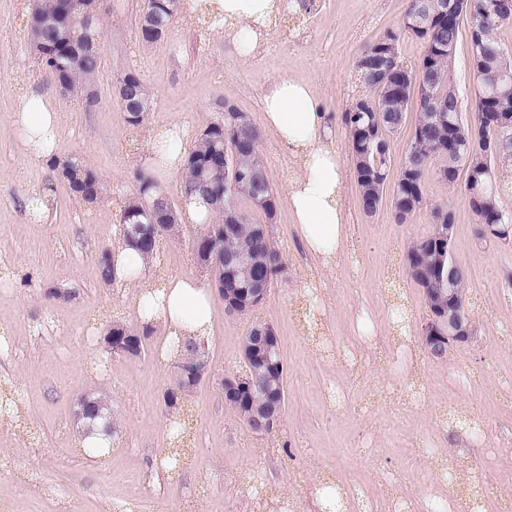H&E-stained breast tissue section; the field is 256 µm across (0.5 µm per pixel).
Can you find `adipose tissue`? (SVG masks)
I'll return each instance as SVG.
<instances>
[{"label":"adipose tissue","mask_w":512,"mask_h":512,"mask_svg":"<svg viewBox=\"0 0 512 512\" xmlns=\"http://www.w3.org/2000/svg\"><path fill=\"white\" fill-rule=\"evenodd\" d=\"M282 0H186L189 13L221 15L227 37L240 59H251L265 39L264 31L280 13ZM261 120L288 155L295 174L286 203L304 251L321 269L341 264L352 248V226L345 203L346 163L330 137L310 86L294 77H277L261 90ZM12 125L23 156L35 164L52 162L60 142V115L37 91H29L13 114ZM186 143L170 128L154 131L143 164L175 176L181 172ZM119 277L136 291L131 305L146 324L160 325L167 335L184 338L208 334L212 326V289L199 281L172 277L151 282L149 258L128 246L114 250Z\"/></svg>","instance_id":"adipose-tissue-1"}]
</instances>
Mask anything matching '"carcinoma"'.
Returning <instances> with one entry per match:
<instances>
[{"instance_id":"cac0c4a2","label":"carcinoma","mask_w":512,"mask_h":512,"mask_svg":"<svg viewBox=\"0 0 512 512\" xmlns=\"http://www.w3.org/2000/svg\"><path fill=\"white\" fill-rule=\"evenodd\" d=\"M474 13L469 19L470 37L481 42L483 52L471 57L476 82L472 116L467 119L464 101L454 81L455 51L460 22L448 23V15H419L421 0H407L403 17L419 19V28L400 23L384 31L370 44L356 62V79L368 94L359 96L347 108L343 122L348 129L355 161V177L364 213L374 215L388 198L399 224L409 221L425 204L423 176L433 161H438L437 174L450 186H456L459 171L466 169L463 188L476 216V237L485 239L484 225L511 224L512 217L500 205L507 191L505 177L512 174V126L493 121L495 112L512 113V49L498 40L501 26L512 22V0H474ZM153 23L168 31L180 10L179 0H162L156 6ZM100 0H33L24 29L30 51L45 68L51 80L57 71L68 72V93L94 98L92 83L101 63L99 24ZM423 40L425 53L417 68L404 65L399 45L403 36ZM419 99L404 165L393 189L378 192L375 177L387 179L391 159V139L396 128L379 121L383 108L409 112L411 92ZM138 106H122L128 122L141 126L151 110L152 95L143 80L134 90ZM261 135L246 113L233 109L224 120L211 125L194 142L185 160L182 177L184 203L198 201L216 210V218L204 225L192 246L209 245L224 258V289L242 291L245 277L262 279L272 285L285 272L281 252L272 240L271 223L276 210V194L267 175L266 160L259 149ZM496 141L502 149L487 156L476 147ZM68 168L60 178L78 198L94 204L104 198L106 187L96 170L76 158L66 159ZM133 177L138 193L130 198L120 219V236L138 235L135 213L150 200L149 193L161 187L153 173L138 168ZM432 231L425 239L412 244L405 262L410 277L423 289L425 300L430 290L448 296V288L459 297L465 296L468 270L448 260V244L442 237L451 213L445 206L432 211ZM179 231L177 215L159 225L139 247L154 257L160 244ZM201 342L176 337L170 351L178 361L207 373V365L198 363L196 348ZM265 395L258 387L245 390L241 402H225L237 416L243 408L262 404Z\"/></svg>"}]
</instances>
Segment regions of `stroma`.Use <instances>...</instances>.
I'll return each instance as SVG.
<instances>
[{
	"instance_id": "35a3bbf8",
	"label": "stroma",
	"mask_w": 512,
	"mask_h": 512,
	"mask_svg": "<svg viewBox=\"0 0 512 512\" xmlns=\"http://www.w3.org/2000/svg\"><path fill=\"white\" fill-rule=\"evenodd\" d=\"M32 0H0V512H271L290 502L308 512L315 487L342 480L373 490L386 508L429 496L440 481L439 459L454 454L460 467L482 481L472 497L498 512L512 497V242L482 244L461 187L428 170L426 205L407 223L389 206L366 216L354 173H347L346 203L353 226L352 262L313 277L286 205L291 173L270 131L260 150L278 200L274 240L287 270L255 315H232L223 299L212 310L205 343L211 372L195 387L180 414L183 435L169 437L162 395L174 380L175 358L161 354L168 337L150 329L137 358L110 355L101 338L120 321L139 326L126 303L131 287L103 284L102 249L117 241L115 226L125 200L137 191L132 178L152 128L170 124L198 137L221 120L225 105L261 125L259 92L273 78L311 84L337 142L349 148L342 115L363 92L355 66L363 50L400 20L406 0H312L300 18L284 14L271 26L259 53L238 60L221 29L199 39L198 25L182 14L157 44H137L143 0H104L99 44L101 68L95 100L60 93L30 52L23 24ZM137 70L153 106L133 127L115 92L118 72ZM36 86L60 114V155L94 167L107 199L84 203L47 167L25 163L12 115L24 92ZM44 198L42 223L27 205ZM453 214L455 260L469 271L470 342L434 360L421 332L429 319L422 288L407 273L405 254L432 230L431 209ZM197 228L183 224L154 259L155 283L176 275L213 286L195 261ZM404 310L414 357L398 353L391 337L379 339L362 367L349 371L335 352L351 345L350 323L361 307L376 318L391 306ZM275 330L287 371V407L279 427L254 434L224 404L220 383L239 373L242 341L251 319ZM341 393L332 405L329 389ZM89 393L112 399L119 431L110 451L91 456L77 443V403ZM465 406L481 433L448 442L442 430L449 410ZM176 456V468L162 465ZM252 472V484L231 482Z\"/></svg>"
}]
</instances>
